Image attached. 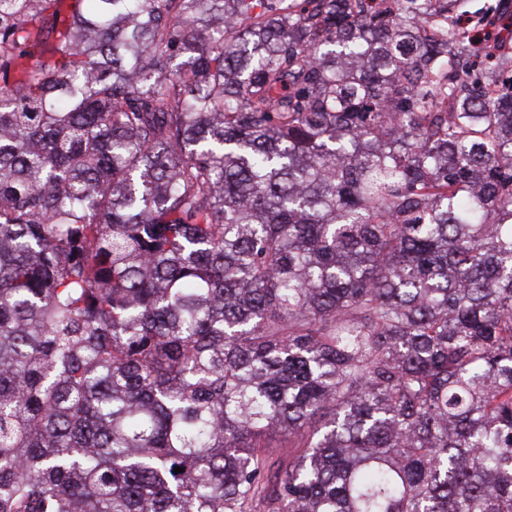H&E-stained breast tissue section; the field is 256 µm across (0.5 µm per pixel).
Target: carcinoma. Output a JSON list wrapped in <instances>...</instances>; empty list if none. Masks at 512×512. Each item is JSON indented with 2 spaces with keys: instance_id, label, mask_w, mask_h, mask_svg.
I'll return each instance as SVG.
<instances>
[{
  "instance_id": "1",
  "label": "carcinoma",
  "mask_w": 512,
  "mask_h": 512,
  "mask_svg": "<svg viewBox=\"0 0 512 512\" xmlns=\"http://www.w3.org/2000/svg\"><path fill=\"white\" fill-rule=\"evenodd\" d=\"M465 3L0 0V512H512Z\"/></svg>"
}]
</instances>
